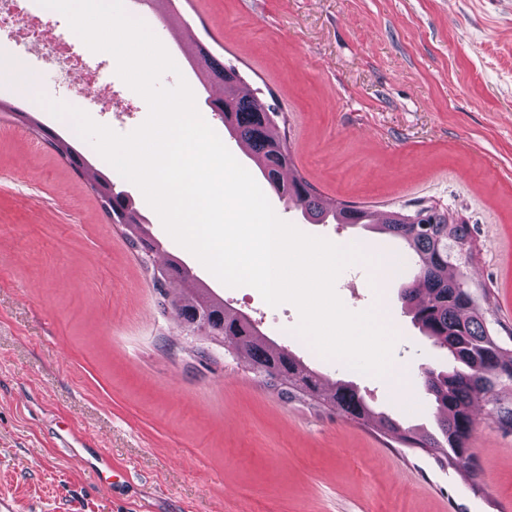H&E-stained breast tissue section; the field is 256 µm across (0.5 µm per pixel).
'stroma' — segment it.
Returning a JSON list of instances; mask_svg holds the SVG:
<instances>
[{
    "label": "stroma",
    "instance_id": "stroma-1",
    "mask_svg": "<svg viewBox=\"0 0 512 512\" xmlns=\"http://www.w3.org/2000/svg\"><path fill=\"white\" fill-rule=\"evenodd\" d=\"M191 27L157 36L197 109L247 169L255 165L205 106L189 64L191 39L235 65L250 88L271 90L298 172L324 197L389 212L437 202L469 227L468 274L504 347L512 350V0H178ZM36 95L0 73V99L17 102L82 150L127 191L163 249L324 383L346 381L403 427L438 434L425 370L454 359L414 323L400 298L415 260L406 244L349 224H309L274 191L276 214L301 231L353 243L363 262L335 289L353 312L382 311L393 361L411 402L381 378L318 355L294 332L295 306L266 304L249 286L221 283L165 231L137 186L54 118L43 99L87 112L127 134L148 106L107 58L101 74L129 112L102 111L37 66ZM405 271L376 282L379 267ZM109 223L86 178L0 112V498L13 512H506L512 506V430L476 406L469 440L477 478L465 481L419 448L327 406L286 400L235 350L185 331ZM87 439L74 451L60 425ZM106 453L116 486L86 461Z\"/></svg>",
    "mask_w": 512,
    "mask_h": 512
}]
</instances>
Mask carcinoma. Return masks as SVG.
<instances>
[{
  "instance_id": "1",
  "label": "carcinoma",
  "mask_w": 512,
  "mask_h": 512,
  "mask_svg": "<svg viewBox=\"0 0 512 512\" xmlns=\"http://www.w3.org/2000/svg\"><path fill=\"white\" fill-rule=\"evenodd\" d=\"M140 2L165 19L175 18L174 0ZM193 70L202 86L217 83L229 89L221 97L209 100L210 110L248 146L251 159L267 184L299 209L309 223L359 224L403 240L418 257L416 272L402 288L401 298L411 307L414 321L425 335L465 366L462 371L429 369L424 373V385L434 396L441 415L442 438L403 429L390 417L374 412L349 384L337 381L331 389H324L315 371L264 336L246 315L224 304V299L200 284L180 260L172 258L162 266L153 264L152 257L160 250V242L128 196L116 189L106 175L95 176L90 183L92 192L109 222L121 227L129 245L140 255L153 287L165 289L173 282L181 283L183 294L172 305L184 327L213 339H230L262 382L281 397L328 405L365 425H376L407 448H440L442 452L435 460L441 467L472 477L468 443L472 407L484 403L502 427L512 428V408L500 405L496 390L501 380L512 381V351L501 344L489 327L467 281L462 277L448 279L452 259H471L467 224L456 221L448 208L438 205L413 212L400 208L387 213L384 221L377 224L368 208L326 200L299 175L284 181L282 174L292 170L293 158L286 139L277 130L279 112L260 98L257 89L237 92L236 88L245 83L236 66L219 62L202 43L196 44ZM0 112H8L32 128L76 174L89 170L88 160L74 145L35 120L30 112L2 100Z\"/></svg>"
}]
</instances>
